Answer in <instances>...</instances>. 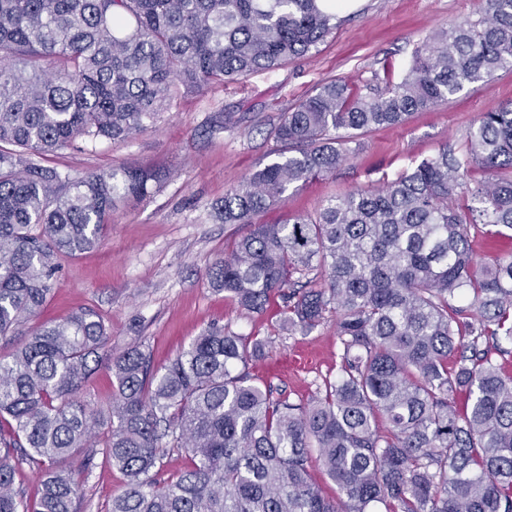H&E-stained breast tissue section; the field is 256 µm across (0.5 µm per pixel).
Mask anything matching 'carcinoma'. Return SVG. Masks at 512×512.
I'll return each mask as SVG.
<instances>
[{"mask_svg":"<svg viewBox=\"0 0 512 512\" xmlns=\"http://www.w3.org/2000/svg\"><path fill=\"white\" fill-rule=\"evenodd\" d=\"M335 29L332 0H0V340L46 303L61 256L98 246L112 210L162 181L141 166L74 179L33 157L125 140L178 96L284 66ZM501 70L512 0H482L384 91L316 88L275 126L277 159L225 191L224 223L251 230L210 285L255 314L279 295L282 326L304 335L336 317L334 378L293 400L249 372L264 339L209 327L157 370L141 343L111 355L116 394L94 409L79 394L108 333L81 310L0 358V512H78L75 448L89 449L84 470L99 456L125 477L111 512H512V376L498 363L512 356V252L479 267L471 248L480 225L512 232V107L376 191L255 222L332 175L355 135ZM475 167L488 177L471 184ZM173 455L186 465L165 479ZM23 464L41 476L31 505L13 486Z\"/></svg>","mask_w":512,"mask_h":512,"instance_id":"obj_1","label":"carcinoma"}]
</instances>
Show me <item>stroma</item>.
Instances as JSON below:
<instances>
[{"mask_svg":"<svg viewBox=\"0 0 512 512\" xmlns=\"http://www.w3.org/2000/svg\"><path fill=\"white\" fill-rule=\"evenodd\" d=\"M479 5L480 0H359L355 9L338 13L334 33L309 56L185 95L126 140L43 157V164L74 177L129 165L152 166L167 177L151 196L117 208L96 248L61 258L58 287L35 318L9 342H0V353L20 347L43 324L82 309L99 312L109 341L80 398L103 407L114 391L109 354L142 340L159 368L204 329L226 325L267 338L264 357L251 369L254 377L292 398L308 399L336 372V325L327 323L307 336L291 334L281 327L280 297H272L258 315L213 292L206 270L242 232L219 220L214 206L227 189L275 160L271 131L283 112L333 79L377 90L401 81L419 42L476 18ZM511 102L512 72H500L402 125L362 134L356 154L335 174L290 187L286 203L259 221L313 216L330 199L379 189L413 160L448 143L463 147L481 113ZM124 484L118 470L97 466L83 488L79 512H110Z\"/></svg>","mask_w":512,"mask_h":512,"instance_id":"35a3bbf8","label":"stroma"}]
</instances>
